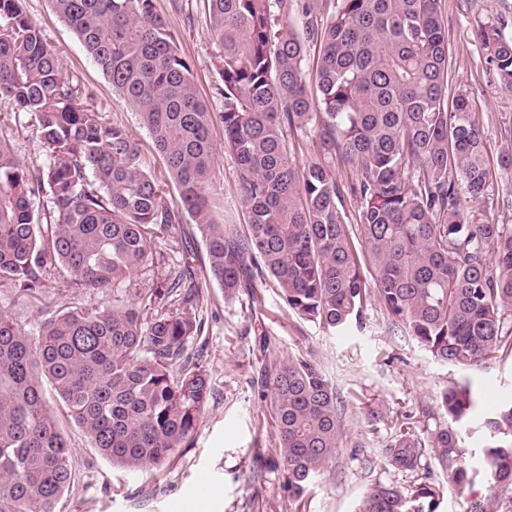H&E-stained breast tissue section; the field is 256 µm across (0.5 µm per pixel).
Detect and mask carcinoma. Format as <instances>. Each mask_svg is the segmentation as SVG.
<instances>
[{
    "label": "carcinoma",
    "instance_id": "1",
    "mask_svg": "<svg viewBox=\"0 0 512 512\" xmlns=\"http://www.w3.org/2000/svg\"><path fill=\"white\" fill-rule=\"evenodd\" d=\"M112 88L138 112L178 202L142 164L124 127L82 102L54 49L22 9L0 0L3 119L24 115L48 152L30 169L0 138V285L41 300L59 267L79 289L112 288V308L55 300L34 336L0 313V512H58L72 482L71 448L46 406L42 379L66 415L112 463L158 469L192 438L211 397L187 344L204 329L195 274L154 262L151 240L190 216L205 234L207 275L235 297L269 275L300 318L342 331L361 324L374 288L392 324L426 353L459 368L512 353V224L480 204L492 175L483 132L464 94L452 92L441 0H203L217 47L224 149L238 167L247 233L213 220L208 191L218 149L212 112L193 63L154 0H50ZM301 13L319 44L315 93L304 40L288 25ZM480 39L512 89V39L485 24ZM310 135V162L291 156ZM351 165V224L333 177ZM49 189L52 206L35 201ZM372 270L367 283L363 266ZM149 270L154 288L136 287ZM278 455L292 497L336 456L339 397L301 353L272 381ZM448 425L429 447L460 491L485 487L467 512H512V401L478 424L469 384L444 391ZM480 434L475 464L462 433ZM424 445L398 436L391 462L411 469ZM439 489L377 485L358 512H436Z\"/></svg>",
    "mask_w": 512,
    "mask_h": 512
}]
</instances>
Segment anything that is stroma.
<instances>
[{
    "instance_id": "35a3bbf8",
    "label": "stroma",
    "mask_w": 512,
    "mask_h": 512,
    "mask_svg": "<svg viewBox=\"0 0 512 512\" xmlns=\"http://www.w3.org/2000/svg\"><path fill=\"white\" fill-rule=\"evenodd\" d=\"M178 39L181 52L194 63L202 97L215 116L212 136L221 148L210 194L215 219L244 227L246 213L237 192V167L223 151L222 102L215 94L220 77L214 66L217 49L210 38L202 0H155ZM58 55L63 75L82 92L85 104L123 125L139 142L143 162L155 176L165 166L136 110L104 78L72 30L51 8L50 0H22ZM448 29L453 86L470 98L479 117L491 163L494 186L481 207L493 222L512 224V169L500 168L512 149V90L497 81L478 27L498 25L512 38V0H441ZM18 160L30 166L48 161L35 127L24 121L0 125ZM153 251L171 265H190L203 295L202 337L188 345L193 360L205 369L212 396L188 447L174 452L162 471L126 470L113 465L64 413L62 401L45 388L50 412L60 422L73 452L74 481L60 504L61 512H356L378 484L412 488L431 483L440 489L437 512H466L464 494L441 469L431 451L416 468L391 465L392 440L399 430L427 439L446 425L438 408L443 391L470 382L476 393V418L493 413L512 399V355L467 371L436 361L412 339L394 330L377 298H370L361 328L334 332L303 320L288 309L273 282L260 284L263 306H253L249 289L231 300L206 275L205 237L198 224L185 219L174 231L158 232ZM66 294L70 305L103 308L111 290L72 288L65 272L51 270L44 299ZM41 302L0 288V312L29 334L43 318ZM308 355L341 398V434L336 457L299 500L288 493L287 472L275 446L271 384L276 367L294 353Z\"/></svg>"
}]
</instances>
